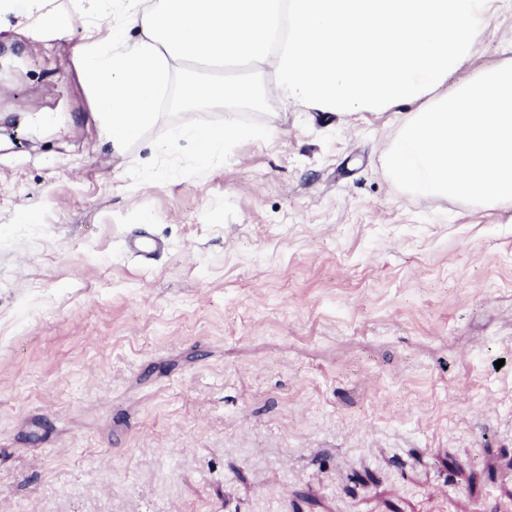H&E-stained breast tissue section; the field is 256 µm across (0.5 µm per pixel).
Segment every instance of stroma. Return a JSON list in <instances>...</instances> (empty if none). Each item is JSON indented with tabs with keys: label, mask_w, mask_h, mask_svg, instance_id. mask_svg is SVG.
<instances>
[{
	"label": "stroma",
	"mask_w": 512,
	"mask_h": 512,
	"mask_svg": "<svg viewBox=\"0 0 512 512\" xmlns=\"http://www.w3.org/2000/svg\"><path fill=\"white\" fill-rule=\"evenodd\" d=\"M84 34L0 14L5 512H512V208L398 190L399 114L276 100L132 185ZM506 61L512 0L448 82Z\"/></svg>",
	"instance_id": "obj_1"
}]
</instances>
